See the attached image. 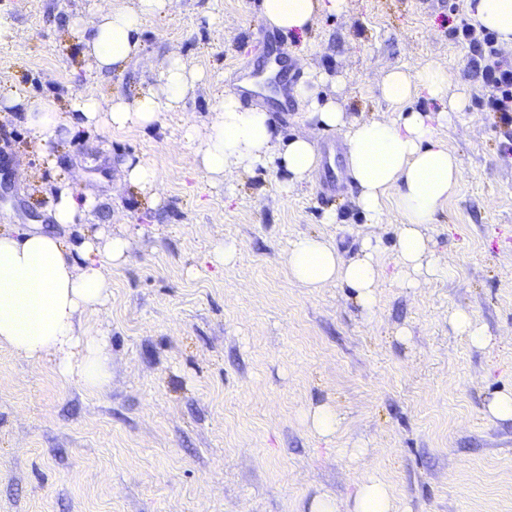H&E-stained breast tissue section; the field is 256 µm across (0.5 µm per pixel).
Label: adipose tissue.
Returning a JSON list of instances; mask_svg holds the SVG:
<instances>
[{
	"mask_svg": "<svg viewBox=\"0 0 512 512\" xmlns=\"http://www.w3.org/2000/svg\"><path fill=\"white\" fill-rule=\"evenodd\" d=\"M172 5L173 0H136L131 7L93 12L81 33L84 52L97 72L124 70L140 50L146 20L167 13ZM345 5L346 0H260V13L270 27L293 34L305 32L321 14L341 13ZM467 16L474 26L496 32L499 44L512 50V0H467ZM200 79L173 55L161 68L156 87L134 99L116 94L104 106L95 96L80 93L67 120L54 102L45 100L25 112V125L46 152L81 130L152 129L165 113L177 111ZM378 88L385 100L400 105L397 117L346 123L343 105L321 97L319 81L310 74L293 91L311 124L304 134L283 138L269 112L245 106L239 93L228 91L215 105L210 125L202 130L187 119L183 136L196 143L200 165L225 190H233L240 174L281 169L287 175L281 192L287 195L320 168L317 135L343 130L347 173L358 188L356 204L372 224L385 223L389 208H396L401 217L394 246L396 278L402 287L418 288L452 274L429 255L423 229L435 223L462 179L460 162L436 127L461 111L466 100L464 93L449 94L448 74L437 66L388 72ZM418 96L438 102L439 111L408 108V101ZM118 169L125 183L159 203L164 173L130 158ZM97 205L96 197L78 195L71 181L63 180L50 199L52 226L0 227V348L33 364L52 361L64 380L100 392L112 377L109 344L99 333L80 328L77 319L88 311H106L112 295L110 271L127 262L130 242L124 235L96 232L73 244L62 234ZM285 263L289 279L300 287L313 291L340 282L354 291L366 312L378 304L385 271L378 239L364 238L359 256L347 261L335 245L303 235L290 242ZM354 486L350 502L324 495L312 501L310 512H399L390 485L376 472L359 471Z\"/></svg>",
	"mask_w": 512,
	"mask_h": 512,
	"instance_id": "ef3b65f1",
	"label": "adipose tissue"
}]
</instances>
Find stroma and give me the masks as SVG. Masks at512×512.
<instances>
[{
	"label": "stroma",
	"mask_w": 512,
	"mask_h": 512,
	"mask_svg": "<svg viewBox=\"0 0 512 512\" xmlns=\"http://www.w3.org/2000/svg\"><path fill=\"white\" fill-rule=\"evenodd\" d=\"M101 3L0 0L13 30L0 42V85L54 100L65 118L76 94L107 101L155 86L174 51L205 78L154 130L57 144L53 169L21 113L0 120V225L49 223L47 194L73 172L79 194L104 201L89 232L132 242L112 270L108 315L82 318L109 341L104 391L0 349V512H309L317 495L350 499L364 469L390 484L400 512H512V422L483 413L512 388V126L477 110L467 50L448 36L466 0H347L288 37L265 24L257 0H179L147 19L141 51L110 77L83 56L74 27ZM274 53L293 74H326L325 93L351 122L396 116L378 89L395 69L435 65L465 90L464 110L437 127L464 178L424 229L452 278L400 287V216L367 223L354 186L323 192L317 173L286 196L282 173L268 170L239 176L230 199L212 185L180 116L207 126L223 92ZM127 156L168 173L159 206L121 179ZM328 210L335 223H324ZM301 235L347 260L364 237L381 240L388 275L374 313L344 285L311 293L289 280L285 256ZM224 239L237 259L220 271L206 255ZM459 309L492 345L455 332ZM320 403L343 419L328 441L301 419Z\"/></svg>",
	"instance_id": "35a3bbf8"
}]
</instances>
